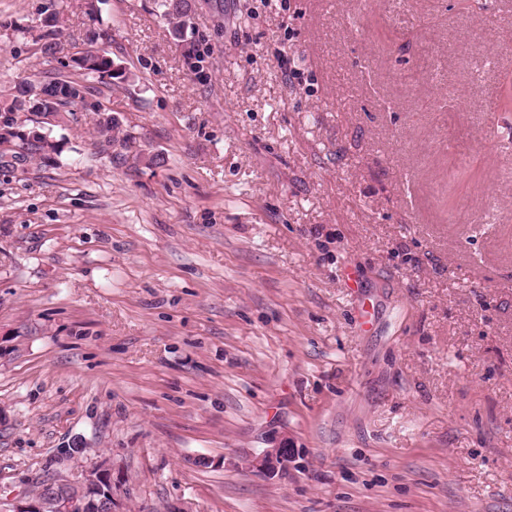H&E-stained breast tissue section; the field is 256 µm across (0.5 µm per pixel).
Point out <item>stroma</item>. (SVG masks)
<instances>
[{
	"label": "stroma",
	"instance_id": "1",
	"mask_svg": "<svg viewBox=\"0 0 512 512\" xmlns=\"http://www.w3.org/2000/svg\"><path fill=\"white\" fill-rule=\"evenodd\" d=\"M47 2L0 0V94L85 48L70 0L36 51ZM192 4L206 82L107 0L119 144L80 111L0 169V500L96 464L120 512H512V0ZM274 436L301 468H243ZM60 1H50L45 9V17L42 19L39 33L33 38L35 43L40 44V51L42 54H53L57 49L59 43L57 42L59 36V16H60Z\"/></svg>",
	"mask_w": 512,
	"mask_h": 512
}]
</instances>
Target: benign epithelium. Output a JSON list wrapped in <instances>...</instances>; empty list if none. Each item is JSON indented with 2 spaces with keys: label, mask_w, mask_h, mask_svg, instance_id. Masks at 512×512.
<instances>
[{
  "label": "benign epithelium",
  "mask_w": 512,
  "mask_h": 512,
  "mask_svg": "<svg viewBox=\"0 0 512 512\" xmlns=\"http://www.w3.org/2000/svg\"><path fill=\"white\" fill-rule=\"evenodd\" d=\"M300 450L285 439L274 440L260 453L246 459V468L269 477L283 476L300 466ZM0 512H119L112 499V473L100 466L68 476L61 472L42 484L37 495L24 494L7 503Z\"/></svg>",
  "instance_id": "1"
}]
</instances>
